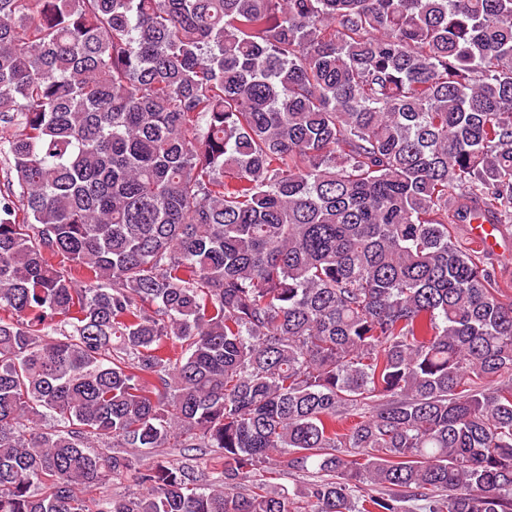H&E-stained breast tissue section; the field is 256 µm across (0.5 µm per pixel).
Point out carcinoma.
I'll use <instances>...</instances> for the list:
<instances>
[{"instance_id": "carcinoma-1", "label": "carcinoma", "mask_w": 512, "mask_h": 512, "mask_svg": "<svg viewBox=\"0 0 512 512\" xmlns=\"http://www.w3.org/2000/svg\"><path fill=\"white\" fill-rule=\"evenodd\" d=\"M0 131V512H512V0H0ZM506 228V229H505ZM493 262L503 288L512 293V226L503 228V233L493 249ZM280 460L275 465H271L272 470L269 471L270 473H261L264 477H251L241 481L233 492L238 494L249 493L248 490L251 488L252 480L256 478L266 479L271 485L288 490L289 493H293L303 482L313 480L312 477H305L289 469L284 458ZM137 486L133 477L129 474L111 475L109 480L97 489L82 495L86 499L98 498L103 495H112L115 497L124 496L131 492L137 491Z\"/></svg>"}]
</instances>
